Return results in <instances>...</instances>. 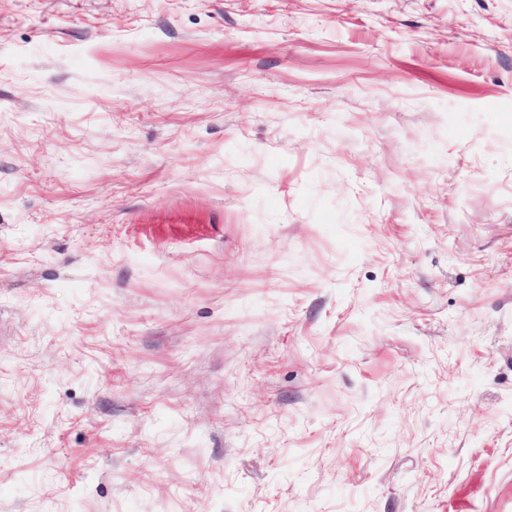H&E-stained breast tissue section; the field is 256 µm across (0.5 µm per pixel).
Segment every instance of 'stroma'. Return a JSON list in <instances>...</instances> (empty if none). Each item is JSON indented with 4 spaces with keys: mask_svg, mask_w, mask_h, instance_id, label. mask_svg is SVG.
<instances>
[{
    "mask_svg": "<svg viewBox=\"0 0 512 512\" xmlns=\"http://www.w3.org/2000/svg\"><path fill=\"white\" fill-rule=\"evenodd\" d=\"M0 512H512V0H0Z\"/></svg>",
    "mask_w": 512,
    "mask_h": 512,
    "instance_id": "35a3bbf8",
    "label": "stroma"
}]
</instances>
